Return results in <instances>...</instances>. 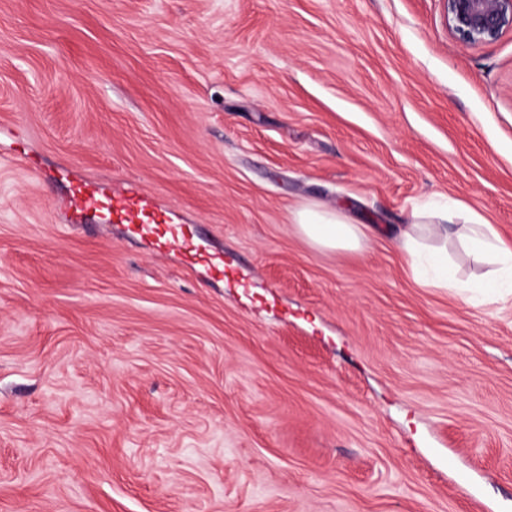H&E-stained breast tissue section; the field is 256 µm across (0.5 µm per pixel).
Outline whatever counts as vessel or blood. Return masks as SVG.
I'll return each mask as SVG.
<instances>
[{
  "label": "vessel or blood",
  "mask_w": 512,
  "mask_h": 512,
  "mask_svg": "<svg viewBox=\"0 0 512 512\" xmlns=\"http://www.w3.org/2000/svg\"><path fill=\"white\" fill-rule=\"evenodd\" d=\"M71 220L83 224L95 219L128 225L132 234L152 240L158 252L179 251L188 268L203 265L214 277L225 278L224 259L209 252L194 225L174 223L167 210L136 185L109 189L93 181H82L71 189Z\"/></svg>",
  "instance_id": "obj_1"
}]
</instances>
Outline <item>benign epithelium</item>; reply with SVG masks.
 Returning <instances> with one entry per match:
<instances>
[{"instance_id":"obj_1","label":"benign epithelium","mask_w":512,"mask_h":512,"mask_svg":"<svg viewBox=\"0 0 512 512\" xmlns=\"http://www.w3.org/2000/svg\"><path fill=\"white\" fill-rule=\"evenodd\" d=\"M450 32L475 47L512 33V0H444Z\"/></svg>"}]
</instances>
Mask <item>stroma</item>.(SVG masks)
<instances>
[{
  "label": "stroma",
  "instance_id": "obj_1",
  "mask_svg": "<svg viewBox=\"0 0 512 512\" xmlns=\"http://www.w3.org/2000/svg\"><path fill=\"white\" fill-rule=\"evenodd\" d=\"M63 166L245 287L60 222ZM447 200L512 244V33L444 0H0V512H512V300L387 232ZM450 32L475 47L512 33V0H444ZM293 224L313 246L330 251H362L374 229L354 224L345 214L303 207L293 213Z\"/></svg>",
  "mask_w": 512,
  "mask_h": 512
}]
</instances>
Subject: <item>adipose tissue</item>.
Here are the masks:
<instances>
[{"mask_svg":"<svg viewBox=\"0 0 512 512\" xmlns=\"http://www.w3.org/2000/svg\"><path fill=\"white\" fill-rule=\"evenodd\" d=\"M293 224L313 246L330 251H362L373 233L370 225L352 223L345 214L312 207L296 210ZM452 239L476 262L491 266L490 275L459 280L448 252ZM394 240L414 280L424 287L455 291L470 300L512 298V246L465 205L451 211L413 209Z\"/></svg>","mask_w":512,"mask_h":512,"instance_id":"1","label":"adipose tissue"}]
</instances>
